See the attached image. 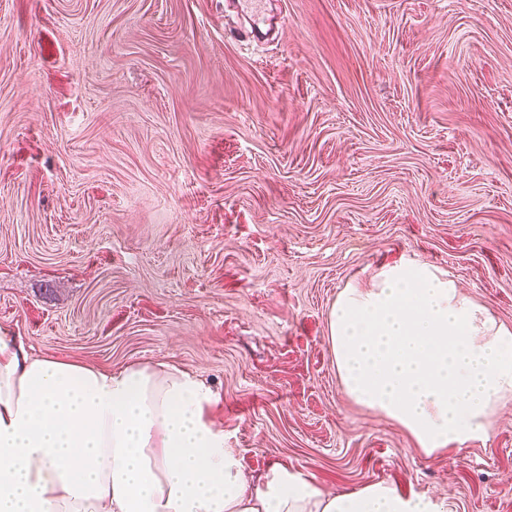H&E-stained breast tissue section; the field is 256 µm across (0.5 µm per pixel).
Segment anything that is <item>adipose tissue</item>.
Returning <instances> with one entry per match:
<instances>
[{
    "label": "adipose tissue",
    "mask_w": 512,
    "mask_h": 512,
    "mask_svg": "<svg viewBox=\"0 0 512 512\" xmlns=\"http://www.w3.org/2000/svg\"><path fill=\"white\" fill-rule=\"evenodd\" d=\"M329 341L345 394L428 454L487 440L512 397V329L425 262L344 288ZM214 400L172 364L112 372L0 332V512H445L383 482L326 494L282 465L248 483Z\"/></svg>",
    "instance_id": "obj_1"
}]
</instances>
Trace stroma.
Returning a JSON list of instances; mask_svg holds the SVG:
<instances>
[{
  "mask_svg": "<svg viewBox=\"0 0 512 512\" xmlns=\"http://www.w3.org/2000/svg\"><path fill=\"white\" fill-rule=\"evenodd\" d=\"M0 0V331L173 364L257 479L512 512V399L426 454L346 396L348 284L421 260L512 328V0ZM266 0H237V8L247 18L249 28L244 33L246 36L257 38L266 22Z\"/></svg>",
  "mask_w": 512,
  "mask_h": 512,
  "instance_id": "stroma-1",
  "label": "stroma"
}]
</instances>
